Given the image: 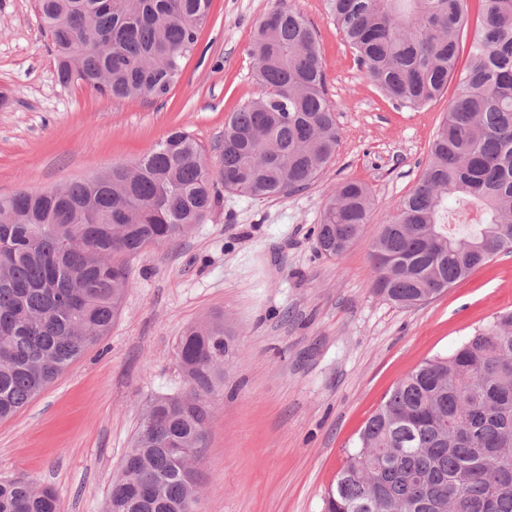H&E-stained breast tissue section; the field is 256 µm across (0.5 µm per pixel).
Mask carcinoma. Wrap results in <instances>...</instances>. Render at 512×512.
I'll return each mask as SVG.
<instances>
[{
  "mask_svg": "<svg viewBox=\"0 0 512 512\" xmlns=\"http://www.w3.org/2000/svg\"><path fill=\"white\" fill-rule=\"evenodd\" d=\"M359 65L393 104L422 108L448 88L468 0H326ZM210 0H38L61 85L159 99L180 80ZM459 92L416 187L379 225L374 291L414 307L512 253V0H479ZM258 90L224 126V189L278 197L313 185L339 142L316 33L294 8L257 25ZM53 195L0 197V420L22 409L107 335L129 288L126 260L188 236L218 204L204 147L174 129L152 152ZM369 188L336 185L314 234L343 256L370 223ZM455 215V223L448 221ZM389 257L394 267L383 270ZM224 322L179 337L184 392L150 400L111 486L108 512H195L212 397L231 350ZM512 512V311L387 393L347 453L324 512ZM0 512H58L56 492L0 480Z\"/></svg>",
  "mask_w": 512,
  "mask_h": 512,
  "instance_id": "1",
  "label": "carcinoma"
}]
</instances>
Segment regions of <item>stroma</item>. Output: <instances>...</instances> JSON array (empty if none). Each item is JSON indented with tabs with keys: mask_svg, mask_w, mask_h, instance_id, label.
Returning a JSON list of instances; mask_svg holds the SVG:
<instances>
[{
	"mask_svg": "<svg viewBox=\"0 0 512 512\" xmlns=\"http://www.w3.org/2000/svg\"><path fill=\"white\" fill-rule=\"evenodd\" d=\"M288 5L318 33L336 155L308 189L225 193L184 240L131 258L109 334L0 420V479L53 488L59 512H105L149 400L186 387L176 344L188 327L219 317L235 339L197 463L196 512H324L347 449L386 393L512 309V253L415 308L374 293L378 224L419 180L459 81L424 108L393 105L324 0H212L181 80L147 101L60 86L36 0H0V197L88 179L150 153L175 128L217 169L225 122L257 90L255 26ZM345 180L365 183L375 209L362 236L331 258L312 228Z\"/></svg>",
	"mask_w": 512,
	"mask_h": 512,
	"instance_id": "1",
	"label": "stroma"
}]
</instances>
